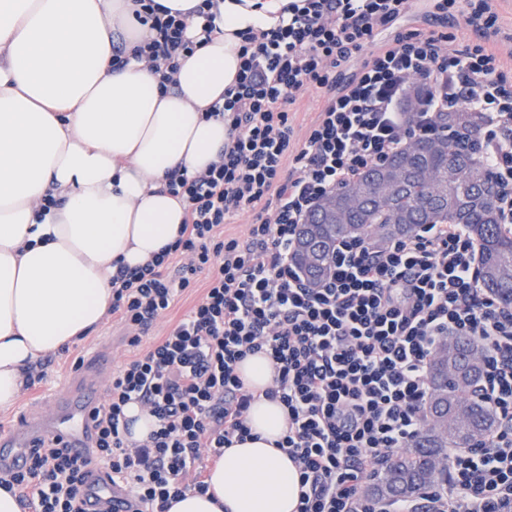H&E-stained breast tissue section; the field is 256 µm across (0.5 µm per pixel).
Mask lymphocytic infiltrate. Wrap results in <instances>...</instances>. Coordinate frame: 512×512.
Returning <instances> with one entry per match:
<instances>
[{"label": "lymphocytic infiltrate", "mask_w": 512, "mask_h": 512, "mask_svg": "<svg viewBox=\"0 0 512 512\" xmlns=\"http://www.w3.org/2000/svg\"><path fill=\"white\" fill-rule=\"evenodd\" d=\"M223 0L192 9L198 34L156 0H136L153 35L132 57L171 80L179 60L209 41ZM409 0H290L271 28L244 35L241 66L208 116L229 140L198 174L174 170L170 195L187 203L177 238L139 267L112 274L109 314L135 355L116 371L92 422L95 441L77 455L49 442L30 466L0 473L21 512H82L88 469L125 488L130 512H167L209 484L202 458L219 460L252 432L258 397L288 417L280 448L296 464L297 512H512V307L480 285V250L461 224H426L383 244L346 239L329 278L306 285L291 261L296 231L328 193L384 162L406 142L437 133L438 113L465 107L484 115L479 161L498 189L500 222L512 231V66L491 46L496 17L487 0H432L427 25L377 37ZM482 33L456 43L449 13ZM422 99L414 117L402 103L410 85ZM324 101L305 140L292 146L289 109L309 89ZM251 212L245 237L226 221ZM203 294L167 335L144 344L153 324L184 293ZM468 336L481 346L480 401L498 425L470 448L449 451L448 479L422 500L383 504L365 480L425 425L430 363L442 341ZM265 354L271 385L258 393L237 372ZM155 427L131 440L129 403Z\"/></svg>", "instance_id": "f902f5d3"}]
</instances>
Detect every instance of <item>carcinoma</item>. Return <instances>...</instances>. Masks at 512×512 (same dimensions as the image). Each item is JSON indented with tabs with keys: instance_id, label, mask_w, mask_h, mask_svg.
Segmentation results:
<instances>
[{
	"instance_id": "obj_1",
	"label": "carcinoma",
	"mask_w": 512,
	"mask_h": 512,
	"mask_svg": "<svg viewBox=\"0 0 512 512\" xmlns=\"http://www.w3.org/2000/svg\"><path fill=\"white\" fill-rule=\"evenodd\" d=\"M483 123L480 112H441L434 136L406 143L320 200L299 226L292 255L306 283L318 287L328 279L344 239L389 241L421 224H466L480 246L482 286L512 306V232L499 224L495 183L477 160ZM401 169L406 179L388 188ZM481 373L476 341L453 336L441 345L431 364L425 427L372 479L368 496H422L445 482L447 470L436 462L448 449L467 448L495 429L493 412L471 396Z\"/></svg>"
}]
</instances>
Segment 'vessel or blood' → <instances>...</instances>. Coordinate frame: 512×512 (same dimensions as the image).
I'll return each mask as SVG.
<instances>
[{
    "label": "vessel or blood",
    "instance_id": "vessel-or-blood-1",
    "mask_svg": "<svg viewBox=\"0 0 512 512\" xmlns=\"http://www.w3.org/2000/svg\"><path fill=\"white\" fill-rule=\"evenodd\" d=\"M112 360L102 354L87 361L67 389L50 398L43 414L21 418L14 429L0 433V470L21 469L28 463L31 449L47 439L58 440L77 452L92 443L91 412L100 401V389L110 374ZM85 512H99L110 505L113 512H125L127 496L99 471L84 477Z\"/></svg>",
    "mask_w": 512,
    "mask_h": 512
}]
</instances>
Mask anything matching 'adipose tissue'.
Instances as JSON below:
<instances>
[{
  "label": "adipose tissue",
  "mask_w": 512,
  "mask_h": 512,
  "mask_svg": "<svg viewBox=\"0 0 512 512\" xmlns=\"http://www.w3.org/2000/svg\"><path fill=\"white\" fill-rule=\"evenodd\" d=\"M287 2L224 0L164 90L144 63L112 66L114 44L152 36L134 0H0V410L31 366L102 321L115 263L175 240L187 204L165 177L217 161L229 130L205 111L235 81L241 32L272 27ZM248 423L252 438L210 473L215 498L189 493L169 512H295L298 471L275 446L283 408L256 401Z\"/></svg>",
  "instance_id": "obj_1"
}]
</instances>
